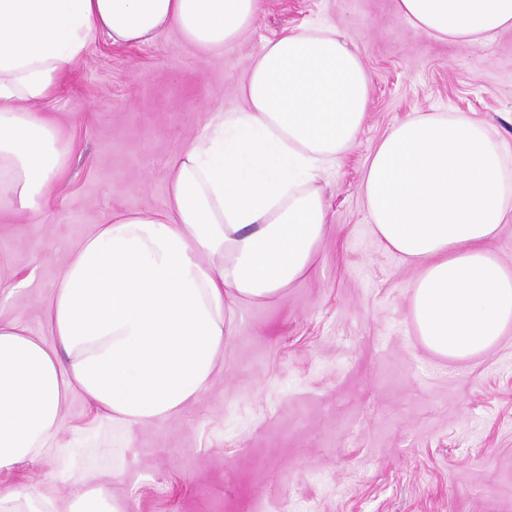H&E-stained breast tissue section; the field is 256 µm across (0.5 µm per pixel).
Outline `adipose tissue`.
<instances>
[{
	"instance_id": "1",
	"label": "adipose tissue",
	"mask_w": 512,
	"mask_h": 512,
	"mask_svg": "<svg viewBox=\"0 0 512 512\" xmlns=\"http://www.w3.org/2000/svg\"><path fill=\"white\" fill-rule=\"evenodd\" d=\"M258 0H0V198L44 211L68 147L33 105L52 96L98 37L143 44L174 31L220 49ZM439 40L486 45L512 27V0H397ZM371 79L333 26L269 39L246 107L218 116L181 156L165 214L95 225L61 268L48 308L55 344L0 325V472L60 446L68 388L101 417L147 425L194 400L216 372L235 304L268 302L313 268L327 208L319 182L355 141ZM376 235L419 270L410 316L425 347L472 359L512 328V269L488 248L512 218L502 140L463 113L394 125L362 182ZM81 475L67 512H125Z\"/></svg>"
}]
</instances>
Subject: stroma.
<instances>
[{
  "mask_svg": "<svg viewBox=\"0 0 512 512\" xmlns=\"http://www.w3.org/2000/svg\"><path fill=\"white\" fill-rule=\"evenodd\" d=\"M336 25L372 82L367 119L321 187L328 225L312 272L273 301L242 304L208 387L147 426L115 428L67 392L57 442L77 447L128 512H512V329L466 362L432 356L409 314L416 267L386 249L361 183L398 122L462 112L512 149V28L485 47L438 40L396 0H260L221 50L170 32L91 45L39 114L71 141L50 214L0 200V323L49 338L60 268L111 215L164 211L175 161L242 89L266 39ZM60 462L0 472L20 493L52 487Z\"/></svg>",
  "mask_w": 512,
  "mask_h": 512,
  "instance_id": "35a3bbf8",
  "label": "stroma"
}]
</instances>
